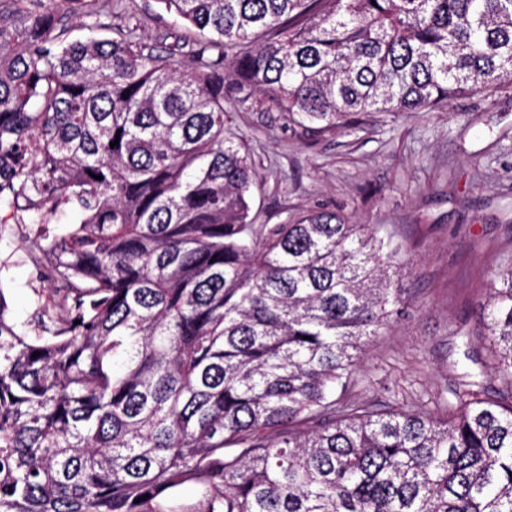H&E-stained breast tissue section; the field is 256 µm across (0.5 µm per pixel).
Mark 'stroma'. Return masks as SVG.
<instances>
[{
  "mask_svg": "<svg viewBox=\"0 0 512 512\" xmlns=\"http://www.w3.org/2000/svg\"><path fill=\"white\" fill-rule=\"evenodd\" d=\"M125 21L148 44L181 33L156 0H127ZM224 133L252 160V213L285 224L337 210L382 224L408 266L406 314L374 337L354 394L376 409L456 403L466 374L482 373L488 284L512 253V85L415 113L373 114L345 132L316 137L255 94L224 106ZM25 230L0 235V293L18 325L31 322L45 286ZM484 394L501 385L482 373Z\"/></svg>",
  "mask_w": 512,
  "mask_h": 512,
  "instance_id": "35a3bbf8",
  "label": "stroma"
}]
</instances>
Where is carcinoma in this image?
Wrapping results in <instances>:
<instances>
[{
	"mask_svg": "<svg viewBox=\"0 0 512 512\" xmlns=\"http://www.w3.org/2000/svg\"><path fill=\"white\" fill-rule=\"evenodd\" d=\"M157 3L193 41L154 51L123 0H0V208L72 212L30 254L34 330L0 290V512H512V256L484 322L505 397L351 405L400 248L336 212L252 223L224 137L252 92L334 135L512 81V0Z\"/></svg>",
	"mask_w": 512,
	"mask_h": 512,
	"instance_id": "carcinoma-1",
	"label": "carcinoma"
}]
</instances>
